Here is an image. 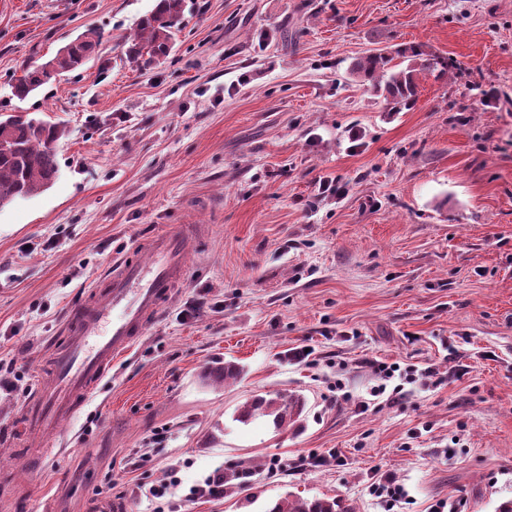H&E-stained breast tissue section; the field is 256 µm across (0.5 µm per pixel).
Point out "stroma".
I'll return each instance as SVG.
<instances>
[{"label": "stroma", "mask_w": 512, "mask_h": 512, "mask_svg": "<svg viewBox=\"0 0 512 512\" xmlns=\"http://www.w3.org/2000/svg\"><path fill=\"white\" fill-rule=\"evenodd\" d=\"M154 5L0 0V113L65 130L50 186L0 209V512L99 495L126 512L287 495L496 512L512 500V0H187L170 54L142 68L121 41ZM90 28L104 39L82 70L13 97L26 63ZM394 44L454 65L402 112L350 75ZM176 228L184 285L76 412L74 442L29 466L43 443L11 436L68 308ZM229 360L239 379H206ZM378 362L446 381L374 397ZM279 393L303 397L298 424L237 422ZM217 472L223 496L195 497ZM387 476L405 491L391 510L370 493Z\"/></svg>", "instance_id": "35a3bbf8"}]
</instances>
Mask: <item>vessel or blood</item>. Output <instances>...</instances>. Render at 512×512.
Masks as SVG:
<instances>
[{
  "label": "vessel or blood",
  "instance_id": "b4317fda",
  "mask_svg": "<svg viewBox=\"0 0 512 512\" xmlns=\"http://www.w3.org/2000/svg\"><path fill=\"white\" fill-rule=\"evenodd\" d=\"M142 261L119 258L70 309L64 347L50 353L51 372L26 415L27 431L60 438L77 409L112 369L113 361L142 336L185 278L188 243L183 235L152 237Z\"/></svg>",
  "mask_w": 512,
  "mask_h": 512
}]
</instances>
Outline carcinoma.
Here are the masks:
<instances>
[{"mask_svg": "<svg viewBox=\"0 0 512 512\" xmlns=\"http://www.w3.org/2000/svg\"><path fill=\"white\" fill-rule=\"evenodd\" d=\"M153 11L137 24V31L126 48L131 62L148 67L169 55L173 37L186 9V0H155ZM104 38L97 29H87L61 46L49 60L29 65L12 83V95L26 99L53 78L80 70L91 58ZM403 59L405 64L394 60ZM448 59L431 52L424 45H397L386 50L371 51L358 58L350 74L370 82L386 101L388 111L400 112L411 108L419 94V76L425 72L448 73ZM64 135L59 126L27 114L0 113V136L11 145L0 150V209L20 198L33 197L42 192L57 172L55 145ZM241 369L226 361L219 368L206 373L216 382L236 380ZM304 409V401L294 395L274 398L257 397L243 407L240 420L261 415L272 418L277 427L293 425ZM268 512H354L341 499L315 498L305 500L285 496Z\"/></svg>", "mask_w": 512, "mask_h": 512, "instance_id": "cac0c4a2", "label": "carcinoma"}]
</instances>
